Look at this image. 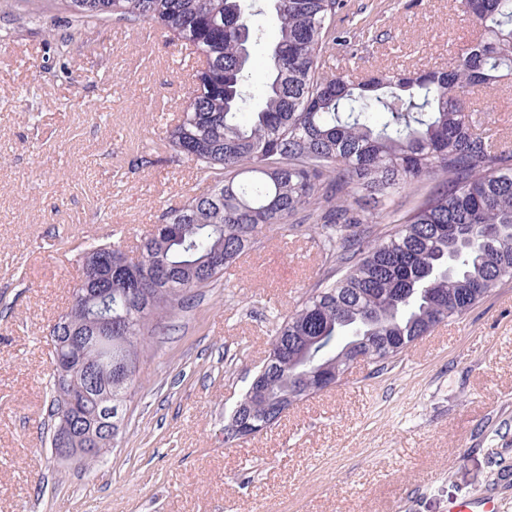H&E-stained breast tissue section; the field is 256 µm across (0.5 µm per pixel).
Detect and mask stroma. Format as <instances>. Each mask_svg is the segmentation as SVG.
I'll use <instances>...</instances> for the list:
<instances>
[{
	"instance_id": "1",
	"label": "stroma",
	"mask_w": 512,
	"mask_h": 512,
	"mask_svg": "<svg viewBox=\"0 0 512 512\" xmlns=\"http://www.w3.org/2000/svg\"><path fill=\"white\" fill-rule=\"evenodd\" d=\"M354 25L328 73L448 70L480 35L455 0H348ZM198 65L139 23L78 29L51 0H0V512H447L493 484L512 512V473L497 474L512 466V280L384 371L354 364L271 431L225 444L279 318L325 270L316 234L284 224L152 336L116 447L90 469L54 457L48 327L82 279L67 245L137 256L206 187L164 139ZM469 106L512 143V75Z\"/></svg>"
}]
</instances>
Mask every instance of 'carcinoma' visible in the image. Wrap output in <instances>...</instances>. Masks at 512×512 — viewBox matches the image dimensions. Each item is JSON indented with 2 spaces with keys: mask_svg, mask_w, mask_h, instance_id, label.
<instances>
[{
  "mask_svg": "<svg viewBox=\"0 0 512 512\" xmlns=\"http://www.w3.org/2000/svg\"><path fill=\"white\" fill-rule=\"evenodd\" d=\"M279 36L264 52L267 70L250 106L244 89L257 29L245 0H62L74 21L147 23L203 57L189 103L166 131L170 161L186 159L209 185L163 213L131 259L116 245L80 243L83 286L106 300H73L49 329L53 352V433L68 448H89L96 398L78 417L69 387L101 372V348L74 336L112 337V405L119 424L102 428L89 468L122 436L138 364L148 339L190 307L258 243L267 226L309 224L331 266L271 343L274 369L263 393L248 388L241 413L259 435L281 420V403L325 390L293 355L312 338V363L341 358L356 336L367 363L384 369L436 326L461 318L495 285L512 278V149L497 147L467 105L470 88L512 73V0H459L490 35L458 52L450 71L385 73L364 82L324 72L325 54L347 44L336 21L347 0H271ZM410 190L412 202L395 197ZM112 251V269L96 259Z\"/></svg>",
  "mask_w": 512,
  "mask_h": 512,
  "instance_id": "carcinoma-1",
  "label": "carcinoma"
}]
</instances>
